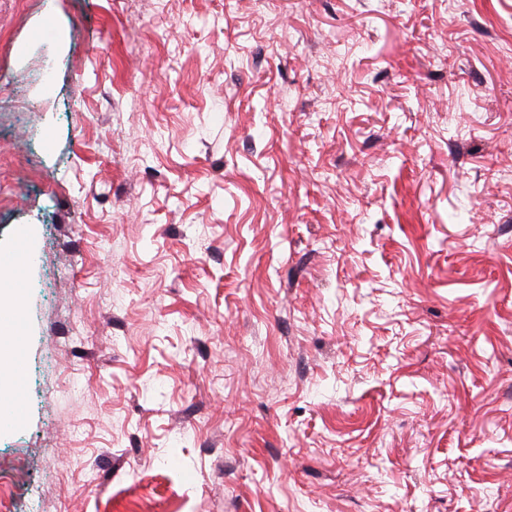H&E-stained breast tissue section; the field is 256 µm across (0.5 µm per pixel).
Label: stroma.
Listing matches in <instances>:
<instances>
[{"mask_svg":"<svg viewBox=\"0 0 512 512\" xmlns=\"http://www.w3.org/2000/svg\"><path fill=\"white\" fill-rule=\"evenodd\" d=\"M1 101L0 512H512V0H0Z\"/></svg>","mask_w":512,"mask_h":512,"instance_id":"1","label":"stroma"}]
</instances>
